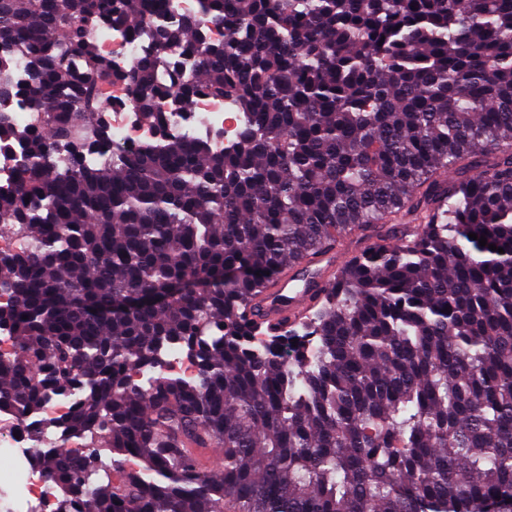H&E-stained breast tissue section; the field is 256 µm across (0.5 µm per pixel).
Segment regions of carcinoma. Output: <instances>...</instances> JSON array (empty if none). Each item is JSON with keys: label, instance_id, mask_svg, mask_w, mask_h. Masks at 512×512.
Here are the masks:
<instances>
[{"label": "carcinoma", "instance_id": "carcinoma-1", "mask_svg": "<svg viewBox=\"0 0 512 512\" xmlns=\"http://www.w3.org/2000/svg\"><path fill=\"white\" fill-rule=\"evenodd\" d=\"M200 2L153 29L182 80L86 35L160 0H0L38 117L0 118V224L32 241L0 252V410L84 389L52 426L89 445L38 455L58 512H512V0ZM113 79L155 130L117 160ZM204 91L250 115L230 150L156 107ZM336 233L361 246L296 319L316 346L254 318ZM173 345L196 377L141 385ZM20 152L17 143H2L0 146V187L4 191L14 189L18 181Z\"/></svg>", "mask_w": 512, "mask_h": 512}]
</instances>
